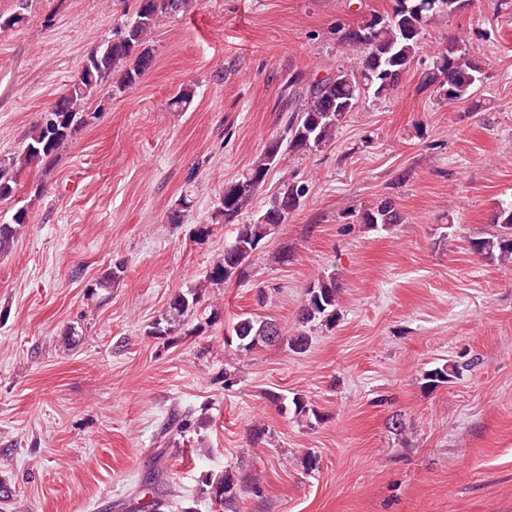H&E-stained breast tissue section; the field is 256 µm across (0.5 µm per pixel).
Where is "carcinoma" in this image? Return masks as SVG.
Masks as SVG:
<instances>
[{
	"instance_id": "cac0c4a2",
	"label": "carcinoma",
	"mask_w": 512,
	"mask_h": 512,
	"mask_svg": "<svg viewBox=\"0 0 512 512\" xmlns=\"http://www.w3.org/2000/svg\"><path fill=\"white\" fill-rule=\"evenodd\" d=\"M195 0H133V15L116 29L110 40L94 49L79 69L80 75L69 81L56 111L46 119L38 114L27 135L24 149L0 159V201H8L17 193V176L26 169L52 165L61 150L71 143L99 109H90L89 101L103 85L111 94L121 95L136 87L155 62L151 35L159 22L171 15L186 13ZM470 0H393L386 14L370 12L363 20L342 34V41L363 53L356 69L338 67L321 78L298 72L288 78V117L282 131L269 137L248 168L236 179L224 184L217 213L224 223L235 226L233 241L224 246V255L207 271L204 284L221 286L245 277L256 253L269 236L288 223V218L302 205L310 193L309 180L283 172L279 187L264 201V212L258 220L240 222L242 216L257 201L271 174L278 170L286 155L310 153L328 147L336 131L360 100L368 95L386 97L397 87L402 74L409 71L421 49L423 31L435 20L457 13ZM482 67L462 52L455 41L443 48L433 61V71L424 75L422 88H435L439 97L454 104L471 95L481 81ZM191 207L189 195L182 196L168 213L170 224H182ZM353 222L367 229H385L400 222L393 201L380 200L361 208L352 215ZM29 212L18 208L8 222L0 223V254L8 252L25 224ZM493 223L498 232L491 238L469 240L471 253L483 258L497 257L512 263V205L499 207ZM341 282L334 274L320 275L305 289L301 321L315 319L330 327L336 326L340 304ZM203 297V287L178 290L171 297L165 313L147 331L150 336H169L180 329L197 311ZM227 345L245 355L263 344H285L295 353L307 348L308 336H284L270 321L241 316L232 326ZM453 366L435 367L424 373L425 384L435 388L448 382ZM295 417L305 421H320L321 416L303 396L292 399ZM189 428L188 415L175 413L161 427V437L170 441ZM212 501L228 512H235L237 483L228 475L209 484Z\"/></svg>"
}]
</instances>
